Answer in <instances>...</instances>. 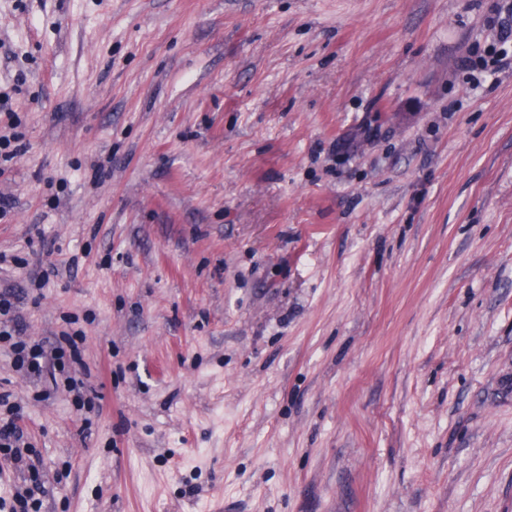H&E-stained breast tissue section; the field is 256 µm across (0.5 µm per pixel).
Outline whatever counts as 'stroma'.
Returning <instances> with one entry per match:
<instances>
[{"label": "stroma", "instance_id": "stroma-1", "mask_svg": "<svg viewBox=\"0 0 512 512\" xmlns=\"http://www.w3.org/2000/svg\"><path fill=\"white\" fill-rule=\"evenodd\" d=\"M500 2L0 0L40 512H512ZM23 325L17 316L0 320V343L11 341L14 336L17 340L11 343L12 352L15 355L14 366L17 371H22L30 377H41L47 372L57 387L56 371L64 377V386L75 392L78 407L91 406L93 400L99 399L96 391L91 390L93 397H85L86 385L84 381L72 376L69 368L77 364L80 359V344L85 340L81 329L71 328L64 331L60 339H49L29 342L21 336Z\"/></svg>", "mask_w": 512, "mask_h": 512}]
</instances>
